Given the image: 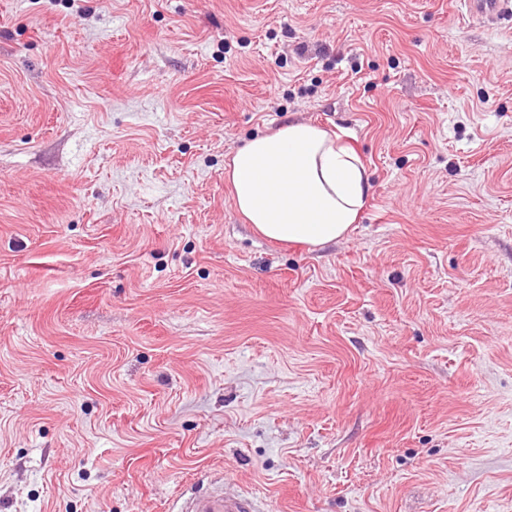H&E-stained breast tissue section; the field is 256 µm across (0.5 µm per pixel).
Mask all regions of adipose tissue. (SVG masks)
Instances as JSON below:
<instances>
[{
	"instance_id": "ef3b65f1",
	"label": "adipose tissue",
	"mask_w": 512,
	"mask_h": 512,
	"mask_svg": "<svg viewBox=\"0 0 512 512\" xmlns=\"http://www.w3.org/2000/svg\"><path fill=\"white\" fill-rule=\"evenodd\" d=\"M236 209L267 239L322 247L346 237L371 175L342 133L291 121L247 140L227 161Z\"/></svg>"
}]
</instances>
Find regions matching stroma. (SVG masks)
I'll return each instance as SVG.
<instances>
[{
	"instance_id": "35a3bbf8",
	"label": "stroma",
	"mask_w": 512,
	"mask_h": 512,
	"mask_svg": "<svg viewBox=\"0 0 512 512\" xmlns=\"http://www.w3.org/2000/svg\"><path fill=\"white\" fill-rule=\"evenodd\" d=\"M350 136L349 236L224 175ZM512 512V23L460 0H0V512ZM236 209L267 239L322 247L346 237L371 194L356 149L307 121L247 140L224 167ZM177 512H260L247 495H227L222 487L186 498Z\"/></svg>"
}]
</instances>
